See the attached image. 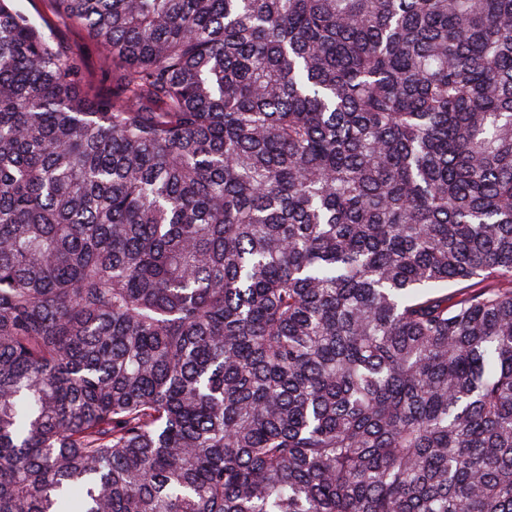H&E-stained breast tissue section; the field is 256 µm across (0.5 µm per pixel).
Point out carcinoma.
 Instances as JSON below:
<instances>
[{
	"label": "carcinoma",
	"mask_w": 512,
	"mask_h": 512,
	"mask_svg": "<svg viewBox=\"0 0 512 512\" xmlns=\"http://www.w3.org/2000/svg\"><path fill=\"white\" fill-rule=\"evenodd\" d=\"M0 0V512H512V0ZM16 6L81 60L92 88L112 94V60L104 58L92 37L57 9L53 0H16Z\"/></svg>",
	"instance_id": "1"
}]
</instances>
